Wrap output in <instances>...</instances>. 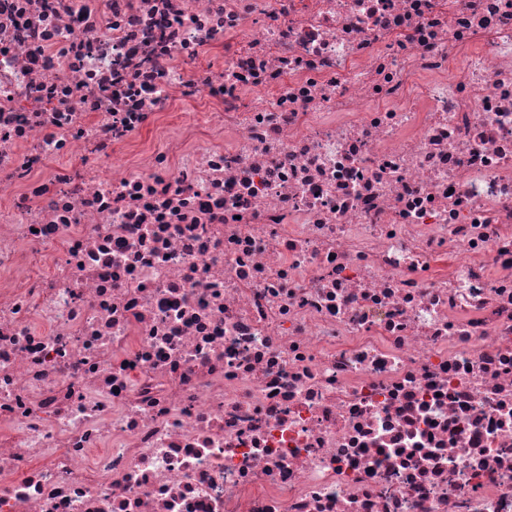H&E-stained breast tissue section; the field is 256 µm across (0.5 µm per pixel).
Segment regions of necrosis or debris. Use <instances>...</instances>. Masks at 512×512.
<instances>
[{"instance_id": "4bbe7bcc", "label": "necrosis or debris", "mask_w": 512, "mask_h": 512, "mask_svg": "<svg viewBox=\"0 0 512 512\" xmlns=\"http://www.w3.org/2000/svg\"><path fill=\"white\" fill-rule=\"evenodd\" d=\"M0 512H512V0H0Z\"/></svg>"}]
</instances>
